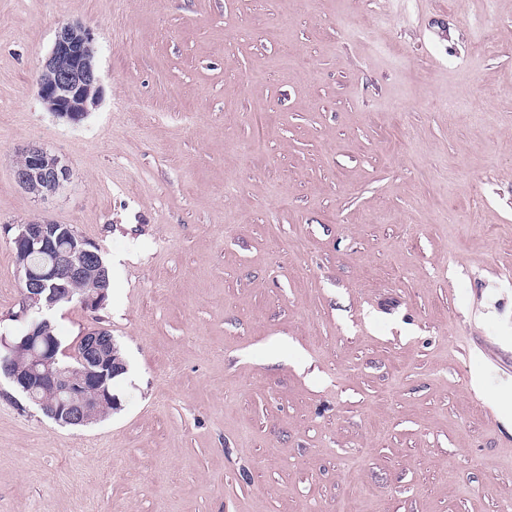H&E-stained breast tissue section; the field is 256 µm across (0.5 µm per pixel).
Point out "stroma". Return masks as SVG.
I'll return each instance as SVG.
<instances>
[{
    "label": "stroma",
    "instance_id": "35a3bbf8",
    "mask_svg": "<svg viewBox=\"0 0 512 512\" xmlns=\"http://www.w3.org/2000/svg\"><path fill=\"white\" fill-rule=\"evenodd\" d=\"M77 22L103 93L73 127L37 77ZM30 143L70 171L43 200ZM37 218L112 271L64 348L107 328L128 372L82 428L0 379V512L512 504V0H0L6 334ZM20 162L15 166L17 184L37 199L62 191L69 181L70 172L61 158L36 145H28L20 153Z\"/></svg>",
    "mask_w": 512,
    "mask_h": 512
}]
</instances>
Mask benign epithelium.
I'll return each mask as SVG.
<instances>
[{
    "mask_svg": "<svg viewBox=\"0 0 512 512\" xmlns=\"http://www.w3.org/2000/svg\"><path fill=\"white\" fill-rule=\"evenodd\" d=\"M37 84L39 97L49 112L70 125L81 124L101 97L96 49L89 29L75 23L58 32ZM14 175L23 190L43 199L62 191L70 172L58 155L31 144L20 153ZM65 234L66 230L48 219L16 226L12 247L22 284L24 337L14 346L7 337L0 336V376L55 422L86 427L100 420V408L112 399L107 375L95 368L110 366L116 374L123 364L114 359L112 334L100 327L88 329L80 337L86 369L72 372L51 368L59 341L52 337L53 322L47 313L62 302H76L96 311L106 300L102 288L90 293L73 288L76 283L106 277L99 247L79 236L66 247ZM62 268L69 271L68 287L55 282ZM21 352L30 356L24 367L16 365ZM46 390L54 397L50 403L42 397Z\"/></svg>",
    "mask_w": 512,
    "mask_h": 512,
    "instance_id": "obj_1",
    "label": "benign epithelium"
}]
</instances>
